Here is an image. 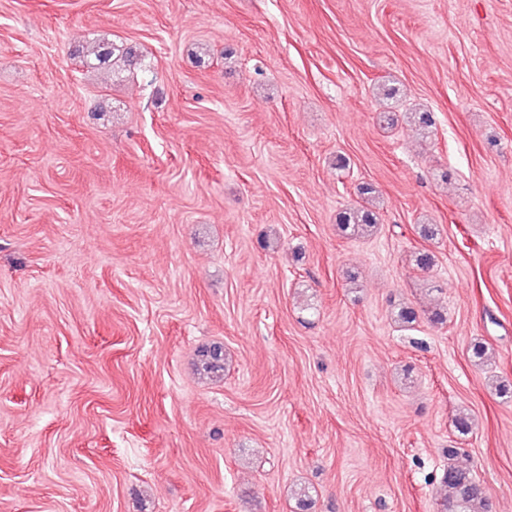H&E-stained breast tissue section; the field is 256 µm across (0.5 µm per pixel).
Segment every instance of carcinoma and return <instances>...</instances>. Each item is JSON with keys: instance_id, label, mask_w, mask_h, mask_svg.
Returning <instances> with one entry per match:
<instances>
[{"instance_id": "carcinoma-1", "label": "carcinoma", "mask_w": 512, "mask_h": 512, "mask_svg": "<svg viewBox=\"0 0 512 512\" xmlns=\"http://www.w3.org/2000/svg\"><path fill=\"white\" fill-rule=\"evenodd\" d=\"M123 54L120 49L108 41L96 43L86 55L85 65L91 69L121 66ZM378 224L376 213L368 207L342 211L336 218L338 230L345 236L364 235L373 232ZM394 318L404 327L417 323L418 311L410 304H401L394 311ZM198 370L207 375L224 372V350L215 346L201 352ZM448 465L439 478L437 491L439 512H489V497L485 485L473 470L460 460L456 448L447 450Z\"/></svg>"}]
</instances>
